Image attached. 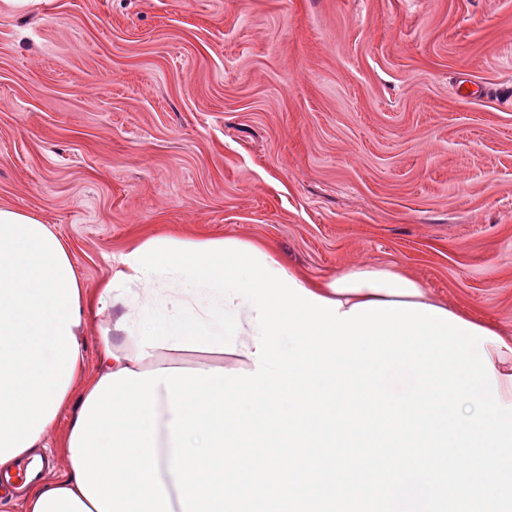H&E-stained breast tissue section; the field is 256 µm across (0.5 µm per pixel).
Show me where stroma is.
Listing matches in <instances>:
<instances>
[{
  "label": "stroma",
  "instance_id": "obj_1",
  "mask_svg": "<svg viewBox=\"0 0 512 512\" xmlns=\"http://www.w3.org/2000/svg\"><path fill=\"white\" fill-rule=\"evenodd\" d=\"M512 0H0V206L397 267L512 336Z\"/></svg>",
  "mask_w": 512,
  "mask_h": 512
}]
</instances>
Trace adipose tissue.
I'll return each mask as SVG.
<instances>
[{"instance_id":"ef3b65f1","label":"adipose tissue","mask_w":512,"mask_h":512,"mask_svg":"<svg viewBox=\"0 0 512 512\" xmlns=\"http://www.w3.org/2000/svg\"><path fill=\"white\" fill-rule=\"evenodd\" d=\"M316 295L341 301L344 308L366 301L433 304L416 279L400 269L351 265L329 280L296 275ZM202 287L178 286L170 276H142L119 265L97 294L82 285L67 243L32 213L0 207V466L43 447L62 414L78 419L102 377L127 368L135 372L165 367L159 348L139 357V308L159 307L161 299L204 304ZM111 310L100 336L96 368L86 374L84 326L90 308ZM155 427L159 477L174 512L181 507L169 473L172 417L165 386H158ZM27 512H97L78 487L76 471L27 489Z\"/></svg>"}]
</instances>
